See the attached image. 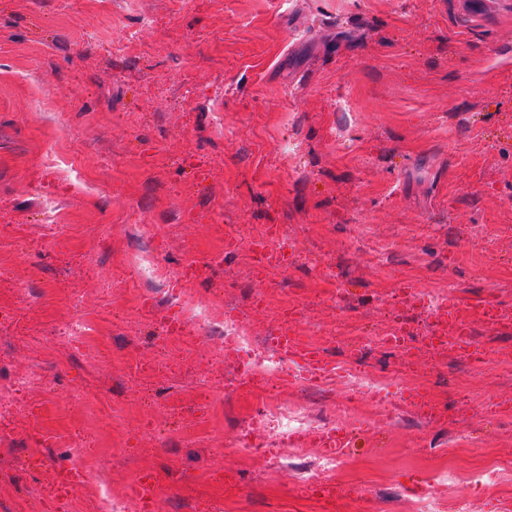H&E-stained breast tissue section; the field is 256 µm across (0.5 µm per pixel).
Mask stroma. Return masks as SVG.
Here are the masks:
<instances>
[{"label": "stroma", "instance_id": "1", "mask_svg": "<svg viewBox=\"0 0 512 512\" xmlns=\"http://www.w3.org/2000/svg\"><path fill=\"white\" fill-rule=\"evenodd\" d=\"M224 115L215 126L213 113ZM82 174L77 199L63 181ZM58 195L69 224L42 221ZM154 225L175 274L194 267L201 297L243 315L258 337L285 326L329 358L347 352L344 323L377 328L427 316L384 297L401 282L462 302L493 295L512 312V9L488 5L462 28L456 0H0V376L40 383L0 400V512L49 496L67 448H95L113 488L154 479L157 512H404L437 465L466 473L512 459V369L475 373L452 355L417 357L439 408L420 417L392 383L359 419L336 474L302 482L237 436L248 401L226 392L235 369L213 341L179 349L164 371L156 338L177 310L129 263ZM279 227L288 268L257 279L247 250L212 259L221 228L242 239ZM342 274V295L322 282ZM145 301L135 310L132 295ZM106 323L107 355L51 350L62 322ZM150 366L125 376L108 357ZM224 396V414L200 392ZM288 391L334 427L350 425L333 382L289 378ZM53 438L34 447L29 418ZM466 512H501L512 468L449 491Z\"/></svg>", "mask_w": 512, "mask_h": 512}]
</instances>
